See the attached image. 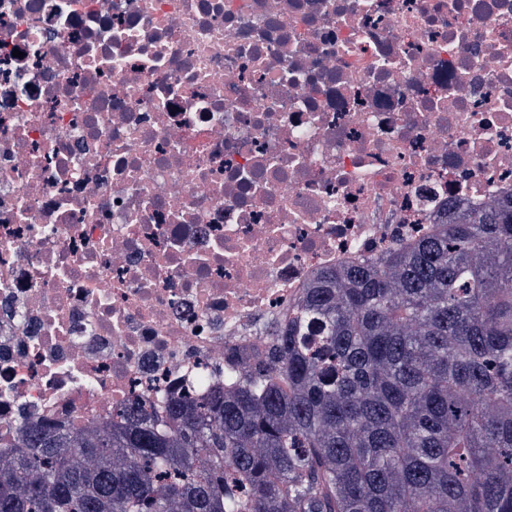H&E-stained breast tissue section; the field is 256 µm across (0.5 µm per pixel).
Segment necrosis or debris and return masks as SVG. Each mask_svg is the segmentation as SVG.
Masks as SVG:
<instances>
[{
	"label": "necrosis or debris",
	"mask_w": 512,
	"mask_h": 512,
	"mask_svg": "<svg viewBox=\"0 0 512 512\" xmlns=\"http://www.w3.org/2000/svg\"><path fill=\"white\" fill-rule=\"evenodd\" d=\"M511 201L512 0H0V472Z\"/></svg>",
	"instance_id": "obj_1"
}]
</instances>
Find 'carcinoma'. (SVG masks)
<instances>
[{"label": "carcinoma", "instance_id": "carcinoma-1", "mask_svg": "<svg viewBox=\"0 0 512 512\" xmlns=\"http://www.w3.org/2000/svg\"><path fill=\"white\" fill-rule=\"evenodd\" d=\"M269 356L174 429L26 428L0 512H512V204L321 275Z\"/></svg>", "mask_w": 512, "mask_h": 512}]
</instances>
